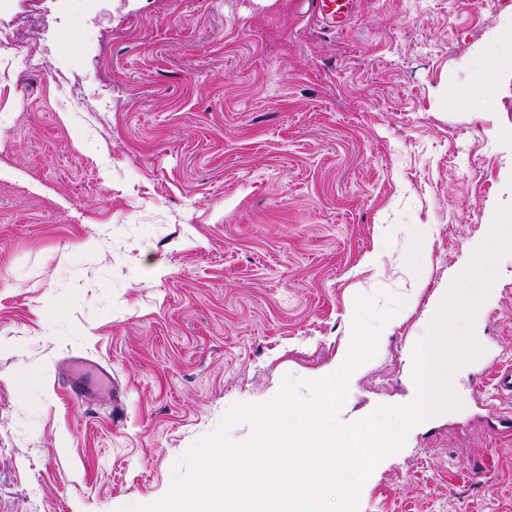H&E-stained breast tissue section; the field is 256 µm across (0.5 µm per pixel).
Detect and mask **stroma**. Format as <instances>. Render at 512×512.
Masks as SVG:
<instances>
[{
    "label": "stroma",
    "mask_w": 512,
    "mask_h": 512,
    "mask_svg": "<svg viewBox=\"0 0 512 512\" xmlns=\"http://www.w3.org/2000/svg\"><path fill=\"white\" fill-rule=\"evenodd\" d=\"M0 512H119L239 402L325 377L355 300L404 299L339 418L407 405L427 311L512 205V0H5ZM429 251H422L423 239ZM462 406L413 426L358 512H512V254ZM82 356L124 405L74 402ZM354 0H312V6L323 20L330 21L333 27L345 24L354 13Z\"/></svg>",
    "instance_id": "1"
}]
</instances>
